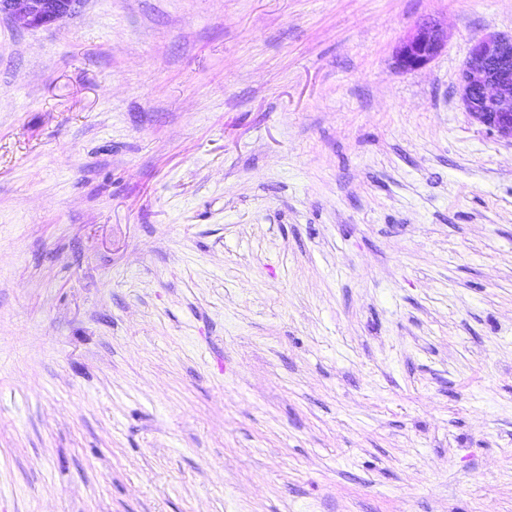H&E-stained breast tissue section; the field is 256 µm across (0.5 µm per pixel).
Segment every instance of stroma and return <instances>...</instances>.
<instances>
[{"mask_svg":"<svg viewBox=\"0 0 512 512\" xmlns=\"http://www.w3.org/2000/svg\"><path fill=\"white\" fill-rule=\"evenodd\" d=\"M489 33L512 0L0 16V512H512ZM445 38L443 30L436 23L422 22L397 47L396 66L404 71L425 67L441 52ZM460 95L467 114L512 141V36L476 39L463 65Z\"/></svg>","mask_w":512,"mask_h":512,"instance_id":"obj_1","label":"stroma"}]
</instances>
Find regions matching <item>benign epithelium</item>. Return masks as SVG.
I'll use <instances>...</instances> for the list:
<instances>
[{"label":"benign epithelium","instance_id":"obj_1","mask_svg":"<svg viewBox=\"0 0 512 512\" xmlns=\"http://www.w3.org/2000/svg\"><path fill=\"white\" fill-rule=\"evenodd\" d=\"M77 5L79 0H0V14L33 29L63 20ZM444 44L443 30L424 21L401 41L395 64L404 71L421 69L434 60ZM460 95L471 118L512 140V37L490 34L473 42L461 70Z\"/></svg>","mask_w":512,"mask_h":512}]
</instances>
